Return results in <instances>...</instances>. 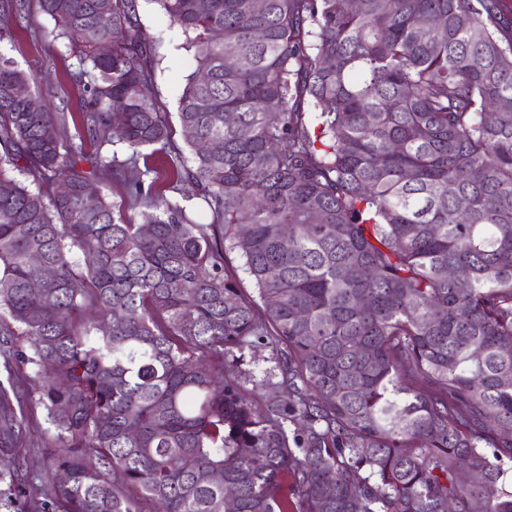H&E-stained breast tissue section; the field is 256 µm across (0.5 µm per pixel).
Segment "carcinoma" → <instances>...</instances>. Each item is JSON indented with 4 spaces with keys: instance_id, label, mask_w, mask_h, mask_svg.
<instances>
[{
    "instance_id": "cac0c4a2",
    "label": "carcinoma",
    "mask_w": 512,
    "mask_h": 512,
    "mask_svg": "<svg viewBox=\"0 0 512 512\" xmlns=\"http://www.w3.org/2000/svg\"><path fill=\"white\" fill-rule=\"evenodd\" d=\"M155 2L196 61L170 189L194 182L208 224L142 194L171 129L137 0H39L78 50L66 148V114L14 97L33 75L0 53V480L29 367L67 474L34 512H512L504 0ZM84 161L135 187L139 219L85 192ZM258 348L274 366L245 377Z\"/></svg>"
}]
</instances>
